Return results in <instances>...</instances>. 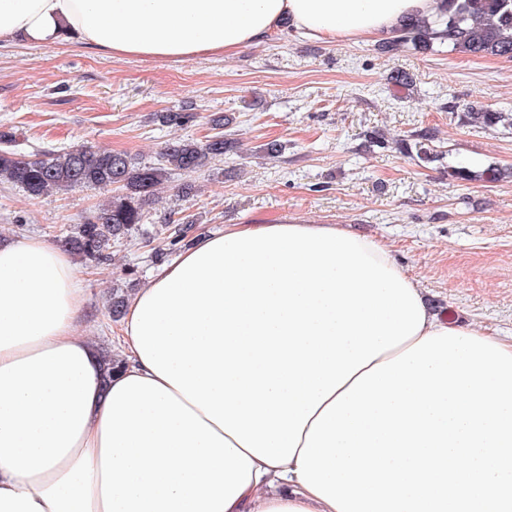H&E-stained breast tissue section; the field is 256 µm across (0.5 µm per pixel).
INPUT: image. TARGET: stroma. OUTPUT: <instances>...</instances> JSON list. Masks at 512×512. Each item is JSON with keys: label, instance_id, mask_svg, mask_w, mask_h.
Segmentation results:
<instances>
[{"label": "stroma", "instance_id": "obj_1", "mask_svg": "<svg viewBox=\"0 0 512 512\" xmlns=\"http://www.w3.org/2000/svg\"><path fill=\"white\" fill-rule=\"evenodd\" d=\"M399 70L411 86L390 83ZM467 103L512 110V59L289 33L229 57L185 60L115 55L71 39L0 48V131L14 133L20 154L85 144L153 163L169 140L210 135L212 114L233 119L227 132L238 151L171 175L143 234L114 244L106 262H78L82 327L107 352L113 290L133 294L180 252L167 229L173 211L192 220L191 240L229 224L345 225L391 246L441 318L512 336V179L477 176L490 165L512 169V130L463 123ZM180 109L196 121L169 127L157 118ZM377 132L427 134L441 158L418 165L370 146ZM273 140L287 145L277 159L260 151ZM452 163L474 178L449 177ZM111 195L84 187L33 198L0 181V238L59 240Z\"/></svg>", "mask_w": 512, "mask_h": 512}]
</instances>
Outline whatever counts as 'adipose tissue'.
Here are the masks:
<instances>
[{"instance_id":"ef3b65f1","label":"adipose tissue","mask_w":512,"mask_h":512,"mask_svg":"<svg viewBox=\"0 0 512 512\" xmlns=\"http://www.w3.org/2000/svg\"><path fill=\"white\" fill-rule=\"evenodd\" d=\"M443 0H0V47L233 55L291 23L398 34ZM80 274L44 236L0 242V512H336L297 477L312 421L446 325L392 249L337 224L199 236L127 298L110 373Z\"/></svg>"}]
</instances>
